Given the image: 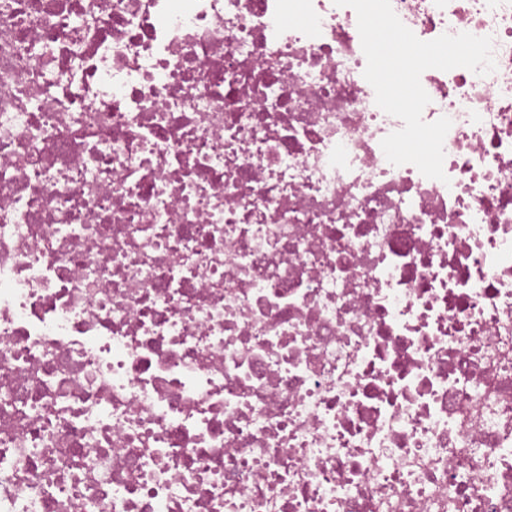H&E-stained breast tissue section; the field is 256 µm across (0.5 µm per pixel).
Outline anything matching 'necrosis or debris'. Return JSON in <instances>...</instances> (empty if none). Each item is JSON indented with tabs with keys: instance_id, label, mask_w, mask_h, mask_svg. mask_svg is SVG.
Returning <instances> with one entry per match:
<instances>
[{
	"instance_id": "necrosis-or-debris-1",
	"label": "necrosis or debris",
	"mask_w": 512,
	"mask_h": 512,
	"mask_svg": "<svg viewBox=\"0 0 512 512\" xmlns=\"http://www.w3.org/2000/svg\"><path fill=\"white\" fill-rule=\"evenodd\" d=\"M446 181L333 0H0V512H512V0H391Z\"/></svg>"
}]
</instances>
